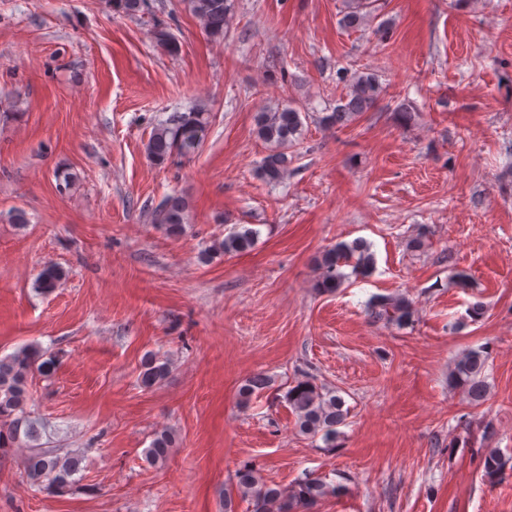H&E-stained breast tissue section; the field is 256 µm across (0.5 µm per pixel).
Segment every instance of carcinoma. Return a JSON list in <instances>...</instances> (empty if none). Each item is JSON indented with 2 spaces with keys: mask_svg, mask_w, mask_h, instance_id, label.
I'll use <instances>...</instances> for the list:
<instances>
[{
  "mask_svg": "<svg viewBox=\"0 0 512 512\" xmlns=\"http://www.w3.org/2000/svg\"><path fill=\"white\" fill-rule=\"evenodd\" d=\"M117 14L135 16L148 8L147 0H108ZM373 0H348L347 11L340 25L354 29L370 16ZM191 13L209 38L220 39L229 28L233 15L234 0H187ZM153 40L159 48L170 55L180 51L177 39L163 27H155ZM348 92L331 112L320 117L326 128L343 129L350 126L365 113L371 111L382 92V86L373 73H355L347 79ZM210 123L205 105L198 104L185 112H174L166 121L152 130L145 149L151 162L164 167L174 159L189 160L201 149ZM256 136L273 147L263 158L259 167L260 176L268 183H279L288 176L291 160L280 147L291 144L301 135L303 121L301 112L291 104L274 110H263L254 117ZM152 221L161 225L171 237L180 236L188 223V202L177 192L166 195L152 214ZM258 231L252 227H233L218 243L216 250L228 255H238L253 249ZM316 277L313 288L319 295H333L351 277L366 278L375 268V257L370 244L363 239L338 242L323 250L315 259ZM66 279L65 271L56 265L42 268L36 279V289L42 294H51L61 287ZM368 315L374 320H383L398 329L413 326L417 309L414 302L404 294L391 297L379 296L368 304ZM490 353L488 347L469 349L453 363L448 375L450 385L460 389L468 403L482 404L486 399L487 382L485 369ZM172 363L157 355L144 356L138 382L145 389L160 384L171 372ZM38 371L45 377L56 370V359L38 348L23 347L13 354L0 358V452L14 447L20 428L25 436L33 437L34 425L28 418V407L34 403L29 376ZM268 387V379L256 374L244 380L238 395L241 404ZM285 400L296 416L299 433L315 438L322 436L327 447H336L338 427L345 424L348 409L338 391L327 389L310 375H304L288 388ZM175 443L168 431L155 434L146 451L147 461L156 466L166 462L170 448ZM512 461L497 452L484 456V477L499 481ZM24 474L34 483H43L48 488L63 492L70 488L80 465L76 456L60 457L50 450L30 446L24 458ZM234 483L237 492L251 498L253 512H312L315 506L330 495H337L342 486H332L320 478L306 476L295 482L291 489L275 484H266L251 463H244L235 470Z\"/></svg>",
  "mask_w": 512,
  "mask_h": 512,
  "instance_id": "1",
  "label": "carcinoma"
}]
</instances>
